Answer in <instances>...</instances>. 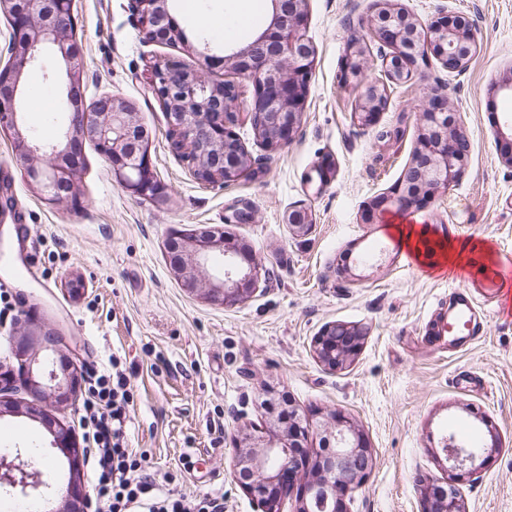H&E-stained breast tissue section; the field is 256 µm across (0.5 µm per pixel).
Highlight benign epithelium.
<instances>
[{
  "label": "benign epithelium",
  "mask_w": 512,
  "mask_h": 512,
  "mask_svg": "<svg viewBox=\"0 0 512 512\" xmlns=\"http://www.w3.org/2000/svg\"><path fill=\"white\" fill-rule=\"evenodd\" d=\"M170 0H131V9L145 38L153 43L178 47L181 54H168L149 63V85L162 106L168 125L171 151L188 166L201 184L242 171L258 178L264 170L248 150L236 153L233 164L224 162L227 143L242 144L236 132L240 114L234 100L224 95V83L213 76L253 86L250 123L269 118V148L287 145L300 125L305 94L314 63V52L302 35L308 0H269L270 18L253 40L214 52L208 41H191L174 20ZM0 13L7 16L14 38L9 59L0 66V128L12 134L16 159L32 190L44 199L60 203L78 201L77 180L84 167V145L95 144L112 167V175L130 194L152 201L158 207L171 203L168 188L157 179L148 153L151 131L139 120L133 104L116 94L86 102L84 75L78 63L79 32L73 0H0ZM370 39L346 45L342 87L354 84L368 61L370 41L390 49L383 59V75L399 81L405 64L424 59L432 46L442 66L464 71L473 57L475 35L464 22H441L424 35L413 18L393 0H376V14L369 26ZM53 56L59 71L52 79L59 85L71 118L50 141H37L25 124L21 108L24 78L29 68ZM387 104L380 83L370 86L359 105L357 117L364 125L374 123ZM194 151L188 158L187 152ZM469 148L449 112L448 94L433 87L427 94L423 125L410 162L395 184L366 206V223L385 215L420 208L449 187L466 169ZM285 223L305 232L312 226L311 213L295 208ZM173 255L171 269L190 289L205 284L204 297L213 304L236 305L251 298L260 282L271 278L252 250L219 227L199 229L186 236L174 229L167 240ZM365 332L357 326L330 324L316 336L313 351L331 370L346 366L357 353ZM60 335L33 320L23 321L13 336V364L0 372V383L18 376L32 395L59 407L67 405L78 391L82 374L77 365L60 357L49 362L40 353L57 352ZM279 396L266 390L263 406L270 415L266 425L244 434L235 443L233 477L253 496L256 512H283L285 500L296 491L295 512H348L349 492L361 487L373 468L367 442L350 418L337 414L323 425L325 449L318 453L302 445L307 427L298 413L289 409L274 419ZM23 413L40 423L52 436L51 445L69 460L70 474L80 467L72 430L50 417L39 405L20 409L0 400V417ZM452 468L477 469L476 461L490 457L493 448L478 452L446 448ZM0 487L17 489L34 497L48 487L43 473L21 460L20 453H0ZM89 494L72 478L58 512H87ZM423 512H465L453 478L425 487Z\"/></svg>",
  "instance_id": "benign-epithelium-1"
}]
</instances>
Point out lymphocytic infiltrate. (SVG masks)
Returning a JSON list of instances; mask_svg holds the SVG:
<instances>
[{
    "label": "lymphocytic infiltrate",
    "instance_id": "lymphocytic-infiltrate-1",
    "mask_svg": "<svg viewBox=\"0 0 512 512\" xmlns=\"http://www.w3.org/2000/svg\"><path fill=\"white\" fill-rule=\"evenodd\" d=\"M109 371L91 373L79 424L90 448L94 512H224V497L174 494L148 473L143 455L129 446L130 382L111 359Z\"/></svg>",
    "mask_w": 512,
    "mask_h": 512
}]
</instances>
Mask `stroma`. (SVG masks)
I'll list each match as a JSON object with an SVG mask.
<instances>
[{
    "instance_id": "obj_1",
    "label": "stroma",
    "mask_w": 512,
    "mask_h": 512,
    "mask_svg": "<svg viewBox=\"0 0 512 512\" xmlns=\"http://www.w3.org/2000/svg\"><path fill=\"white\" fill-rule=\"evenodd\" d=\"M428 30L439 19H465L476 38L469 67L445 70L428 54L410 79L391 86L375 124L355 116L381 59L371 56L361 82L337 81L347 43L366 35L375 0H308L304 34L314 50L301 123L291 143L266 149L249 121L237 132L266 173L225 187L197 183L169 149L165 112L153 95L146 65L170 49L145 39L130 0H74L81 39L85 96L109 92L129 100L152 131L153 169L172 197L158 208L115 181L94 144L85 146L80 205L52 204L34 194L16 161L10 135L0 131V278H13L12 317L0 322V365L11 356L20 322L39 318L59 332L61 349L81 371L120 356L134 403L130 446L147 456L156 477L192 498L224 496V512H255L230 473L232 438L262 424V390L272 385L299 415L350 418L374 465L351 492L349 512H421L420 478L448 474L444 439L458 427L496 450L458 483L466 512H512V147L506 118L512 94V0H397ZM23 109L30 127L56 115L59 102L44 69L25 76ZM443 86L470 143L465 172L433 203L407 215L364 223L363 207L387 191L409 162L423 123L425 94ZM331 163L323 188L306 173ZM308 208L306 233L283 222L288 210ZM30 224L36 267L14 279L22 247L17 214ZM405 223L443 253L459 242L486 244L467 270H436L433 259L411 267L393 227ZM222 227L270 268L253 297L215 305L188 289L170 268L167 235ZM385 252L374 266L360 255L371 242ZM348 274H340V262ZM476 309L470 347L452 348L436 326L448 316L457 289ZM359 325L367 336L346 367L331 370L315 358L312 341L330 323ZM40 449L46 492L59 501L66 459L44 429L28 418H0V449Z\"/></svg>"
}]
</instances>
